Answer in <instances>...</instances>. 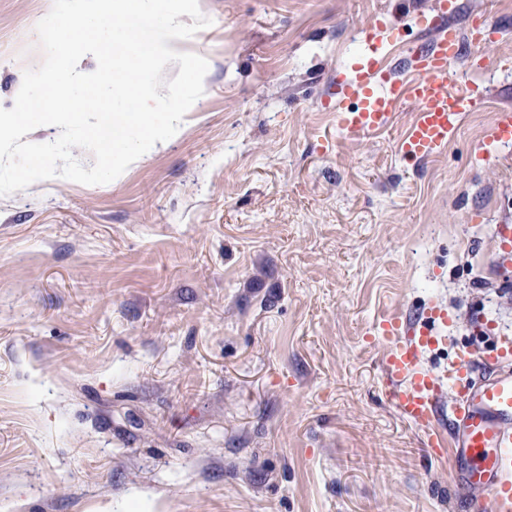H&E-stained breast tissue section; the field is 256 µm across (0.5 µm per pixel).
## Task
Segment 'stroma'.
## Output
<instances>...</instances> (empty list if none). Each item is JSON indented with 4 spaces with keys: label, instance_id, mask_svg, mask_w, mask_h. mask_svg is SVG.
I'll use <instances>...</instances> for the list:
<instances>
[{
    "label": "stroma",
    "instance_id": "35a3bbf8",
    "mask_svg": "<svg viewBox=\"0 0 512 512\" xmlns=\"http://www.w3.org/2000/svg\"><path fill=\"white\" fill-rule=\"evenodd\" d=\"M433 0H199L204 93L114 181L0 196V512H478L385 395L386 315L448 310L440 372L512 331L494 264L512 224V147L473 164L512 72L437 159L411 118L346 137L319 109L388 14L403 72ZM44 0H0V108L41 53ZM501 28L512 8L460 0Z\"/></svg>",
    "mask_w": 512,
    "mask_h": 512
}]
</instances>
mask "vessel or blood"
Instances as JSON below:
<instances>
[{"instance_id": "b4317fda", "label": "vessel or blood", "mask_w": 512, "mask_h": 512, "mask_svg": "<svg viewBox=\"0 0 512 512\" xmlns=\"http://www.w3.org/2000/svg\"><path fill=\"white\" fill-rule=\"evenodd\" d=\"M455 0H437L417 18L423 41L408 55V77L396 76L385 63V48L393 42L384 16H375L364 29L362 60L337 71L332 91L322 107L335 113L342 132L359 138L387 129L404 105L412 117L397 140L401 158L409 162L440 155L455 134L464 113L478 103L474 83L457 85L456 64L470 72L488 66L512 69V56L498 53V32L474 21L472 40L477 58L463 53L451 22ZM512 145V109L498 110L489 134L477 146L476 158L498 157ZM496 266L512 270V224L498 225ZM448 313L431 303L420 316L389 317L377 324L387 341L381 362L386 397L398 413L424 434V445L436 459L452 458L462 468L453 480L460 491L480 493L485 512H512V337H499L483 354L463 349L439 374L427 371L423 358L442 338ZM455 398H448V391Z\"/></svg>"}]
</instances>
